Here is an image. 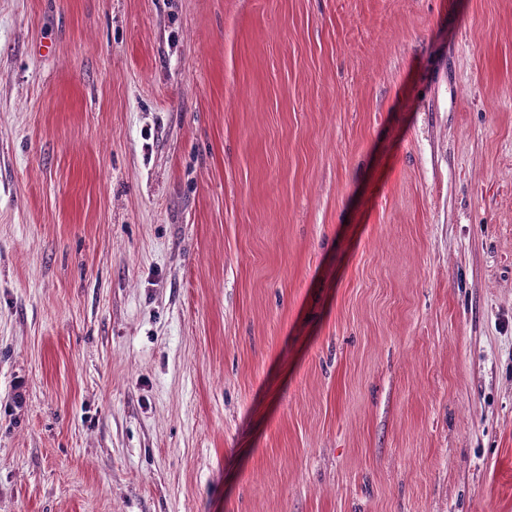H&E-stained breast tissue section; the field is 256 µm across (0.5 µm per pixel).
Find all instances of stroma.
<instances>
[{
	"mask_svg": "<svg viewBox=\"0 0 512 512\" xmlns=\"http://www.w3.org/2000/svg\"><path fill=\"white\" fill-rule=\"evenodd\" d=\"M0 512H512V0H0Z\"/></svg>",
	"mask_w": 512,
	"mask_h": 512,
	"instance_id": "stroma-1",
	"label": "stroma"
}]
</instances>
